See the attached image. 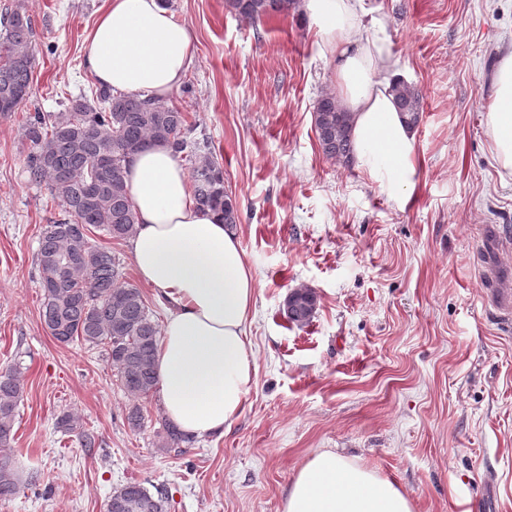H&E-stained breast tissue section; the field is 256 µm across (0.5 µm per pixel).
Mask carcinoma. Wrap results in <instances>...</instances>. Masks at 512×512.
<instances>
[{"label": "carcinoma", "instance_id": "carcinoma-1", "mask_svg": "<svg viewBox=\"0 0 512 512\" xmlns=\"http://www.w3.org/2000/svg\"><path fill=\"white\" fill-rule=\"evenodd\" d=\"M237 15L252 23L272 13H288L294 0H226ZM36 29L20 2L4 8L0 17V116H9L29 97L35 67ZM396 100L410 123L418 125L422 92L405 82L394 87ZM350 113L333 93L323 95L314 112V129L326 159L347 163L353 153ZM186 116L165 101L103 90L94 103L81 97L63 112L28 116L24 136L29 181L47 186L61 207L62 218L43 228L37 266L42 288L40 318L51 336L63 344L101 346L116 373L120 388L132 398H145L156 389L155 351L158 324L139 288L123 281L120 260L106 246L91 242L90 234L126 240L135 232L136 214L125 181L129 158L155 142L170 144L190 162L193 196L202 210L223 215L237 225L240 213L224 183V170L212 152L189 147ZM318 303L308 287L294 289L284 300L293 324L304 325ZM23 384L13 371L0 373V500L34 485L37 475L22 478L13 457L14 424ZM60 427L79 437L85 448L95 437L71 414ZM183 436L163 423L160 447L178 448ZM167 498L138 482L116 488L107 512H166Z\"/></svg>", "mask_w": 512, "mask_h": 512}]
</instances>
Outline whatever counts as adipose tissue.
<instances>
[{
    "mask_svg": "<svg viewBox=\"0 0 512 512\" xmlns=\"http://www.w3.org/2000/svg\"><path fill=\"white\" fill-rule=\"evenodd\" d=\"M330 58L343 108L351 114L354 164L389 201L406 205L418 172L416 134L393 86L404 80L385 24L362 19V0H297ZM192 33L165 0H105L83 46L82 64L115 93L167 100L194 64ZM487 113L500 168L512 177V51L501 59ZM126 183L136 214L130 240L140 280L167 305L155 371L165 418L186 438L220 436L240 413L256 372L246 325L256 281L239 237L219 215L198 209L186 169L170 145L132 156ZM283 512H413L389 480L324 449L299 470Z\"/></svg>",
    "mask_w": 512,
    "mask_h": 512,
    "instance_id": "1",
    "label": "adipose tissue"
}]
</instances>
